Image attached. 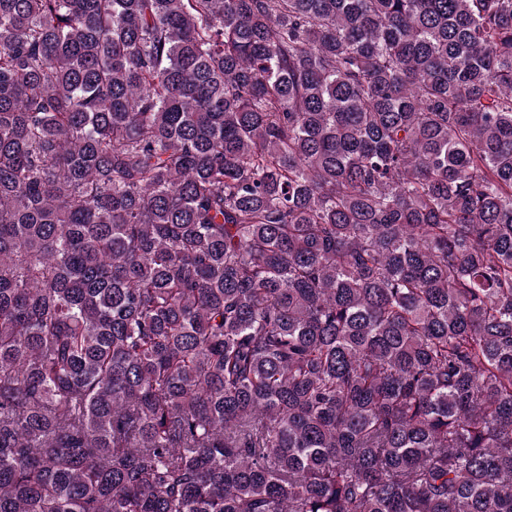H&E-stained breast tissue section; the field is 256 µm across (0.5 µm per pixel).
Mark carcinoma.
I'll return each instance as SVG.
<instances>
[{
  "label": "carcinoma",
  "instance_id": "carcinoma-1",
  "mask_svg": "<svg viewBox=\"0 0 512 512\" xmlns=\"http://www.w3.org/2000/svg\"><path fill=\"white\" fill-rule=\"evenodd\" d=\"M0 512H512V0H0Z\"/></svg>",
  "mask_w": 512,
  "mask_h": 512
}]
</instances>
